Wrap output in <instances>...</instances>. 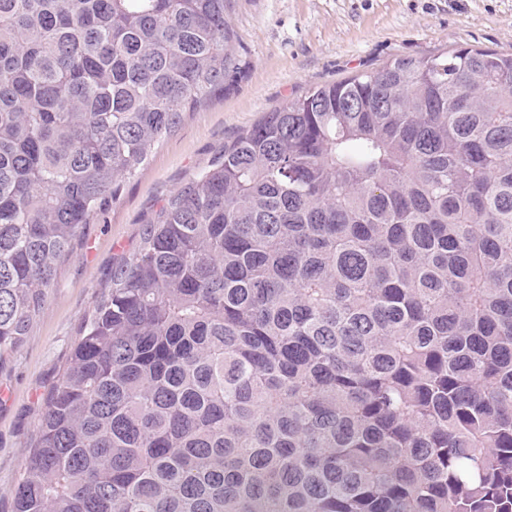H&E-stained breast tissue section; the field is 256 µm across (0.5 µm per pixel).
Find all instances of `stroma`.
Here are the masks:
<instances>
[{
	"instance_id": "obj_1",
	"label": "stroma",
	"mask_w": 512,
	"mask_h": 512,
	"mask_svg": "<svg viewBox=\"0 0 512 512\" xmlns=\"http://www.w3.org/2000/svg\"><path fill=\"white\" fill-rule=\"evenodd\" d=\"M230 23L249 63L243 79L224 99L187 113L118 201L85 226L26 341L0 364V512L13 510L45 397L113 268L225 139L312 87L396 58L460 47L512 53V0H234Z\"/></svg>"
}]
</instances>
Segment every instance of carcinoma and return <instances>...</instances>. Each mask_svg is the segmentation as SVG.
<instances>
[{"mask_svg": "<svg viewBox=\"0 0 512 512\" xmlns=\"http://www.w3.org/2000/svg\"><path fill=\"white\" fill-rule=\"evenodd\" d=\"M231 0H0V363L83 227L247 67ZM13 512H512V54L267 112L145 225Z\"/></svg>", "mask_w": 512, "mask_h": 512, "instance_id": "1", "label": "carcinoma"}]
</instances>
